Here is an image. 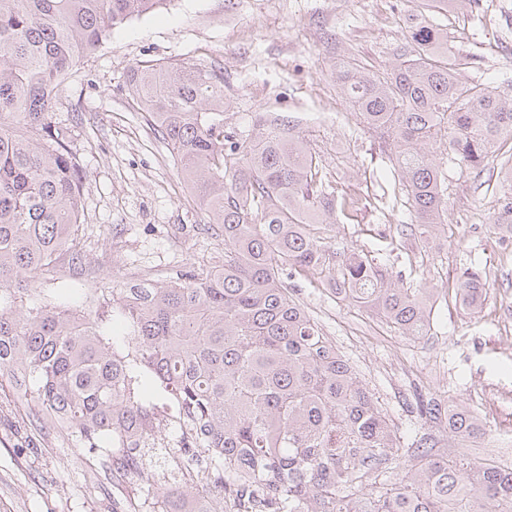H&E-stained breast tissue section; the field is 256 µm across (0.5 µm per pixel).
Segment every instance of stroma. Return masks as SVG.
I'll list each match as a JSON object with an SVG mask.
<instances>
[{"label":"stroma","mask_w":512,"mask_h":512,"mask_svg":"<svg viewBox=\"0 0 512 512\" xmlns=\"http://www.w3.org/2000/svg\"><path fill=\"white\" fill-rule=\"evenodd\" d=\"M414 0H172L113 29L56 88L52 122L63 128L84 168L89 269L60 262L57 280L37 295L103 316L116 342L125 326L112 292L163 283L201 256L223 254L199 232L206 214L128 90L144 63L215 66L224 74V128L251 130L259 115L287 116L322 157V177L343 196L373 202L352 218L319 227L336 252L358 253L401 273L407 286L435 293L428 336L398 335L374 314L338 300L318 277L291 284L293 297L375 394L402 447L448 453L449 435L421 415L418 398L455 401L494 428L470 454L512 464V235L491 222L502 179L498 160L479 175L448 172V219L428 240L396 199L374 136L345 100L331 70L351 56L388 68ZM466 58L460 77L512 74V0H479L476 12L438 18ZM478 269L487 285L480 313L461 307L458 277ZM35 412L0 405V512H153L136 474L112 464L109 448H81L42 431Z\"/></svg>","instance_id":"obj_1"}]
</instances>
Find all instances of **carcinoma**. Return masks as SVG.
Wrapping results in <instances>:
<instances>
[{
	"mask_svg": "<svg viewBox=\"0 0 512 512\" xmlns=\"http://www.w3.org/2000/svg\"><path fill=\"white\" fill-rule=\"evenodd\" d=\"M170 0H0V393L85 448H153L162 434L134 385L141 375L180 409L182 448L208 455L205 480L222 486L226 512H512V466L468 454L432 456L400 444L374 394L288 292L315 273L344 301L400 335H428L433 294L352 253L333 260L306 230L369 204L336 195L320 156L288 118L224 130V74L193 65H139L128 85L179 164L224 246V262L158 285L120 289L115 312L127 351L104 322L80 327L84 309L32 295L61 257L86 267L80 224L83 168L51 124L60 80L126 21ZM393 61L372 71L336 61L341 93L378 139L421 234L446 223L448 166L482 169L491 156L512 171V95L460 79L463 57L448 31L415 9L404 16ZM493 223L512 230V191ZM486 282L466 269L456 297L480 311ZM460 441L492 434L458 408ZM254 500L241 508L245 483ZM159 512H195L192 486L146 480Z\"/></svg>",
	"mask_w": 512,
	"mask_h": 512,
	"instance_id": "obj_1",
	"label": "carcinoma"
}]
</instances>
